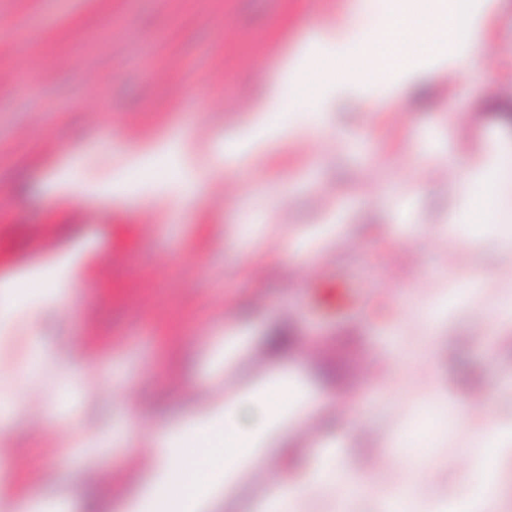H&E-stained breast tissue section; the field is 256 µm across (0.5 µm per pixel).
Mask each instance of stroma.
Listing matches in <instances>:
<instances>
[{
  "mask_svg": "<svg viewBox=\"0 0 512 512\" xmlns=\"http://www.w3.org/2000/svg\"><path fill=\"white\" fill-rule=\"evenodd\" d=\"M353 0H0V277L47 262L63 249L86 252L88 282L69 309L52 314L50 337L77 338L97 352L107 376L148 400L142 428L196 404L187 377L208 382L209 355L225 334L244 331L254 348L224 373L228 394L281 370L300 371L319 394H335L342 417L360 414L366 433H350L353 463L385 456L383 437L396 413L378 407L372 383L386 348L373 299L409 306L415 292L444 287L449 187L462 159L488 139L512 138V60L501 53L512 0H499L477 61L483 92L470 76L430 72L425 96L366 114L352 103L360 146L330 112L321 138L283 141L252 165L221 174V193L189 201L178 221L162 207L146 212L135 195L160 196L112 152L113 139L162 145L154 165L172 182L210 172L218 139L236 132L277 86L293 108L289 61L309 63L316 30L333 26ZM27 29L15 39L16 27ZM97 81H90V73ZM82 151L83 178L109 194L76 208L47 179ZM429 183L411 211L429 225L420 244L397 246L387 196ZM121 189H114V182ZM340 209L336 244L305 256L288 241L322 214ZM457 316L437 339L427 382L447 386L458 409L478 404L465 376L492 396V415L512 418V332L473 342ZM70 429L23 415L0 460V485L68 500L82 512L86 470L111 477L113 507L134 489L119 483L127 452L108 448L73 459Z\"/></svg>",
  "mask_w": 512,
  "mask_h": 512,
  "instance_id": "1",
  "label": "stroma"
}]
</instances>
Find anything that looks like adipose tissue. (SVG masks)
<instances>
[{
  "label": "adipose tissue",
  "instance_id": "ef3b65f1",
  "mask_svg": "<svg viewBox=\"0 0 512 512\" xmlns=\"http://www.w3.org/2000/svg\"><path fill=\"white\" fill-rule=\"evenodd\" d=\"M389 11L373 15L368 0L355 8L336 30H320L316 45L327 48L322 65L313 71L317 93L308 110L288 124L273 121L279 101L268 90L248 123L233 139L217 145L213 160L238 170L250 156L281 138L304 139L329 133L326 114L348 101L369 112H382L405 101L423 74L436 68L459 77L488 38V19L497 0H392ZM512 185V140L492 139L466 164L452 191L448 222L441 231L452 244L454 266H465L483 250L501 260L497 289H484L450 279L432 297L417 296L405 315L386 324L391 348L380 361L375 390L381 404L400 410V424L411 430L420 452H401L397 433H388L386 447L400 471L388 479L377 470L351 467L345 431L317 433L315 451L296 472L273 471L263 488L249 498L244 512H306L316 495L338 500L351 512L358 497H369L379 512H498L496 476L512 459V420L490 421L487 409L459 413L448 392L436 386L413 391L424 360L432 356L436 330L448 317V295L460 293V305L473 318L481 338L512 329V210L504 208V190ZM51 272H23L0 278V439L24 409L46 419L61 414L72 397L90 392L98 383L96 358L78 354L69 340H51L45 333L47 308H60L82 288L85 264L67 251L50 261ZM423 326L420 336H403L401 320ZM53 362L68 368L56 381V397L36 396L44 368ZM315 407L307 389L287 373L270 374L235 393L215 398L202 394L188 411L142 431L134 405L122 400L111 421L87 434L74 432L71 454L84 456L103 448L139 449L150 454L140 463L135 493L124 499L122 512H211L214 503L233 495L244 471L267 468L270 460L287 459L290 425ZM472 430L477 450L475 473L455 477L448 499L429 491V477L447 475L443 449L455 426Z\"/></svg>",
  "mask_w": 512,
  "mask_h": 512
}]
</instances>
